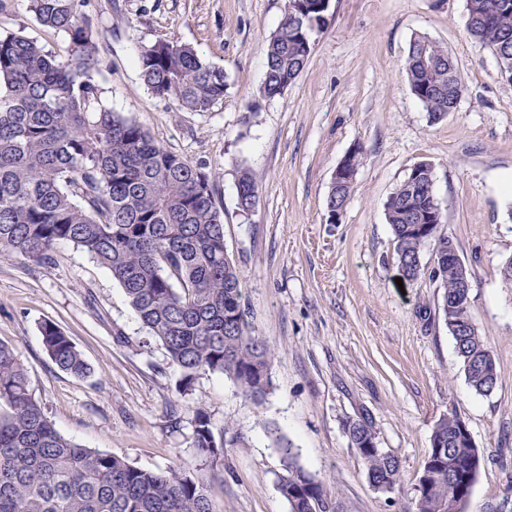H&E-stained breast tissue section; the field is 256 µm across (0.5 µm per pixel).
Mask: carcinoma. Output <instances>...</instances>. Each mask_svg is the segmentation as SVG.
Masks as SVG:
<instances>
[{
	"label": "carcinoma",
	"mask_w": 512,
	"mask_h": 512,
	"mask_svg": "<svg viewBox=\"0 0 512 512\" xmlns=\"http://www.w3.org/2000/svg\"><path fill=\"white\" fill-rule=\"evenodd\" d=\"M36 20L69 35L65 55L20 34L0 35V260L47 264L69 241L106 268L144 328L180 372L178 391L200 376L222 374L260 403L271 393L274 350L252 335L242 306L240 273L224 243V222L211 176L171 153L142 125L105 107L92 71L96 38L85 0H30ZM471 40L498 60L512 81V0H466ZM326 0H287L265 46L260 98L282 95L305 69L312 37L328 23ZM140 76L157 97L191 112L224 100V69L190 44L162 39L143 49ZM405 71L431 121L443 119L463 93L448 47L427 36L410 42ZM259 178L243 169L238 206L256 204ZM354 182L331 187L326 208L345 204ZM403 277L440 283L435 313L448 332L467 384L491 394L498 381L493 354L471 316L462 272L448 260L453 241L434 194V170L415 165L385 203ZM431 248L433 266L422 263ZM43 346L62 371L90 372L70 338L41 326ZM467 422L445 414L436 422L408 512H464L482 455ZM370 482L401 490L399 461L378 450L371 417L345 422ZM194 448L207 468L194 474L139 468L61 435L29 389L15 348L0 342V512H216L207 470L224 460V428L207 411L194 413ZM279 484L288 485L290 512H335L326 488L283 445Z\"/></svg>",
	"instance_id": "1"
}]
</instances>
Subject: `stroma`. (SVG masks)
I'll list each match as a JSON object with an SVG mask.
<instances>
[{"label": "stroma", "mask_w": 512, "mask_h": 512, "mask_svg": "<svg viewBox=\"0 0 512 512\" xmlns=\"http://www.w3.org/2000/svg\"><path fill=\"white\" fill-rule=\"evenodd\" d=\"M286 0H87L100 31L93 79L102 103L142 124L166 150L210 173L224 243L242 279L255 335L275 349L272 392L245 398L221 374L191 394L143 329L111 274L59 242L53 260L0 261V341L13 346L30 390L63 436L135 466L193 471V416L224 429V463L209 478L218 512H290L278 484L281 442L317 480L336 488L337 512H404L434 423L458 413L484 461L465 512H512V82L465 27V0H331L330 22L283 95L259 97L264 41ZM64 51L65 33L41 26L29 0H6L0 33ZM421 34L448 47L463 82L454 112L430 122L405 72ZM161 39L195 46L226 77L207 112L177 109L139 77L142 47ZM363 150L339 223L325 201L338 163ZM435 172L445 229L469 267L471 315L490 347L498 383L468 386L441 317L442 290L422 278L397 286L384 205L417 163ZM260 179L250 213L238 207L242 169ZM50 322L91 365L60 371L42 343ZM369 415L395 456L407 491L374 490L343 424Z\"/></svg>", "instance_id": "35a3bbf8"}]
</instances>
